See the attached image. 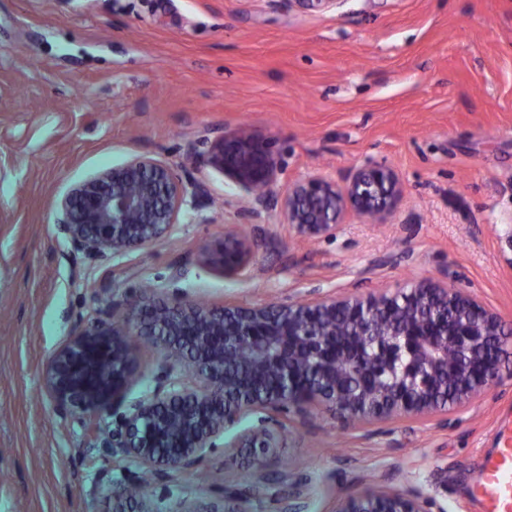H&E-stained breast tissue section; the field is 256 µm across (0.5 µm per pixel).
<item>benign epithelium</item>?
<instances>
[{
	"label": "benign epithelium",
	"mask_w": 512,
	"mask_h": 512,
	"mask_svg": "<svg viewBox=\"0 0 512 512\" xmlns=\"http://www.w3.org/2000/svg\"><path fill=\"white\" fill-rule=\"evenodd\" d=\"M293 2L326 12L340 0ZM201 162L244 193L239 222L224 225L219 247L207 254L226 277L251 275L271 235L265 217L317 240L336 234L348 216L387 222L403 196L397 170L376 161L342 185L314 174L276 192L280 160L269 140L246 127L215 136ZM205 196L181 166L135 154L58 199L55 237L91 264L149 251L174 234L183 208L200 207ZM135 338L157 351V371L138 369ZM511 349L512 327L498 312L439 278L368 295L312 289L251 306L147 296L112 307L109 319L78 317L42 383L56 414L80 420L85 457L103 463L108 512H252L242 494L220 503L176 494L175 477L198 468L232 431L230 447L245 452L254 470L265 469L287 416L304 422L328 412L364 432L400 420L446 429L449 415L481 401L512 369ZM137 376L154 385L131 398ZM251 416L257 424L241 428ZM133 467L161 493L136 495ZM336 512L429 510L418 494L367 485L339 499Z\"/></svg>",
	"instance_id": "1"
}]
</instances>
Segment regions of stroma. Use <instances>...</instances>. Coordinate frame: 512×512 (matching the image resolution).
I'll use <instances>...</instances> for the list:
<instances>
[{
	"mask_svg": "<svg viewBox=\"0 0 512 512\" xmlns=\"http://www.w3.org/2000/svg\"><path fill=\"white\" fill-rule=\"evenodd\" d=\"M246 123L283 159L278 189L344 182L373 159L404 195L394 219L345 220L304 242L275 226L250 276L204 261L236 223L239 189L189 161ZM135 154L184 164L209 199L170 241L88 268L54 237L73 184ZM423 277L472 291L512 324V0H0V512H106L77 419L42 387L74 314L141 289L220 305L317 288L361 293ZM512 424V373L445 429L401 420L371 434L328 413L289 424L266 471L214 448L177 476L189 495L256 494L277 512H334L362 484L431 512H484L474 488Z\"/></svg>",
	"mask_w": 512,
	"mask_h": 512,
	"instance_id": "35a3bbf8",
	"label": "stroma"
}]
</instances>
